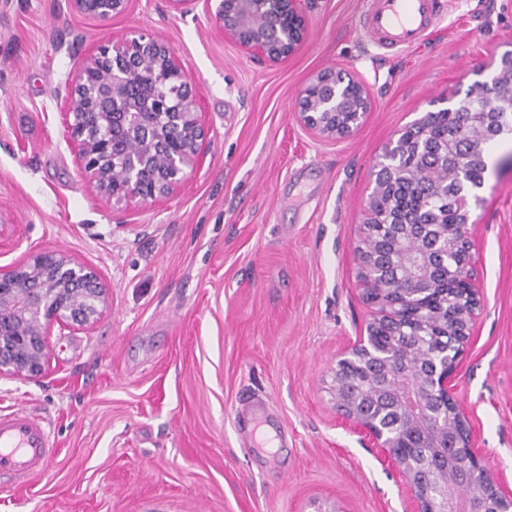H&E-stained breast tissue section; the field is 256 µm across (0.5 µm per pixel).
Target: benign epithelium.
I'll use <instances>...</instances> for the list:
<instances>
[{
    "instance_id": "1",
    "label": "benign epithelium",
    "mask_w": 512,
    "mask_h": 512,
    "mask_svg": "<svg viewBox=\"0 0 512 512\" xmlns=\"http://www.w3.org/2000/svg\"><path fill=\"white\" fill-rule=\"evenodd\" d=\"M204 2L219 32L236 42L251 57L270 63L292 56L301 46L307 22L303 0H168L180 15ZM128 0H68L74 12L108 20L127 9ZM498 74L483 83L482 97L496 103H512V90L504 93ZM63 125L78 169L97 194L107 200H124L151 206L173 194L199 169L205 156L208 131L201 121L196 90L170 45L161 38L141 34L110 41L86 56L80 75L59 104ZM371 108L370 93L358 78L341 73L317 75L301 92L298 119L309 131L327 138L346 137L356 131ZM452 111L461 117L463 133L432 148L430 126L421 118L394 140L376 164L374 187L369 196L363 229L374 223L375 201L380 190L392 186L400 169V157L416 145L425 170L453 168L441 178L416 177L411 190L427 195L438 192L463 200L455 223L448 226L432 217L386 221L398 229L403 248L400 261L405 279L396 286L387 282V258L375 254L360 260V278L369 286L367 300L389 313L370 322L366 335L337 354L333 373H343L345 364L366 354L373 369L385 371L387 363L374 353V336L399 317L421 304H429L441 283L455 278L448 271L435 274L437 256L459 250L460 267L468 269L471 240L468 223L470 199L480 186L469 177L470 161L488 141L499 140L506 131L498 127L497 110L470 97ZM480 112L483 121L472 127L463 120ZM107 286L76 258L60 252L39 253L23 262L0 266V377H22L41 384L50 356L47 336L52 327L93 326L108 306ZM474 315L466 316L457 329L456 350L427 372H395L393 410L404 420L430 411L434 403L453 406L458 428L448 433L444 445L413 431L395 432L383 413L370 415L359 408L351 378L343 377L335 395L336 408L352 425L372 438L387 462L406 478L417 512H460L455 496L428 493L421 485L430 479V465L423 449L448 448L447 460L462 459L464 477L482 474V503H472L465 512H512V491L486 466L471 446L469 429L460 405L451 393V381L459 358L470 338Z\"/></svg>"
}]
</instances>
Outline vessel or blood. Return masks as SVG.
<instances>
[{
    "label": "vessel or blood",
    "instance_id": "1",
    "mask_svg": "<svg viewBox=\"0 0 512 512\" xmlns=\"http://www.w3.org/2000/svg\"><path fill=\"white\" fill-rule=\"evenodd\" d=\"M444 0H366L362 32L372 43L409 49L442 18ZM51 444L49 427L24 411L0 414V483L41 471Z\"/></svg>",
    "mask_w": 512,
    "mask_h": 512
}]
</instances>
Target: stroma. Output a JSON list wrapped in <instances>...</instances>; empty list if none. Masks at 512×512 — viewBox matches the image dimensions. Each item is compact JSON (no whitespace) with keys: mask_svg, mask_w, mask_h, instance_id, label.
<instances>
[{"mask_svg":"<svg viewBox=\"0 0 512 512\" xmlns=\"http://www.w3.org/2000/svg\"><path fill=\"white\" fill-rule=\"evenodd\" d=\"M413 50L372 47L364 0H306L308 36L278 64L217 34L204 6L129 0L108 21L67 0H0V265L69 254L108 285L92 327L53 328L50 374L0 379V408L54 430L44 471L0 485V512H414L402 475L334 408L332 367L377 310L360 278L371 173L388 144L454 105L512 51V0H446ZM142 33L174 49L211 143L151 207L107 203L66 143L57 104L84 58ZM323 71L364 80L357 131L305 130ZM493 143L469 225L478 306L453 396L512 487V172Z\"/></svg>","mask_w":512,"mask_h":512,"instance_id":"obj_1","label":"stroma"}]
</instances>
